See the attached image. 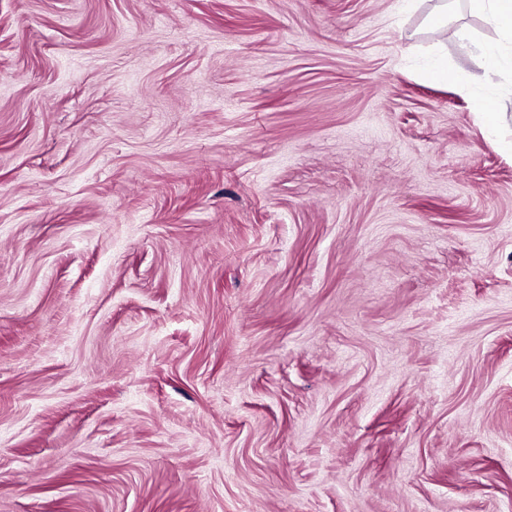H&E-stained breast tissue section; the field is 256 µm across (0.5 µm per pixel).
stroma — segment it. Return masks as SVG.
<instances>
[{
	"mask_svg": "<svg viewBox=\"0 0 512 512\" xmlns=\"http://www.w3.org/2000/svg\"><path fill=\"white\" fill-rule=\"evenodd\" d=\"M404 2L0 0V512H512V76Z\"/></svg>",
	"mask_w": 512,
	"mask_h": 512,
	"instance_id": "1",
	"label": "stroma"
}]
</instances>
